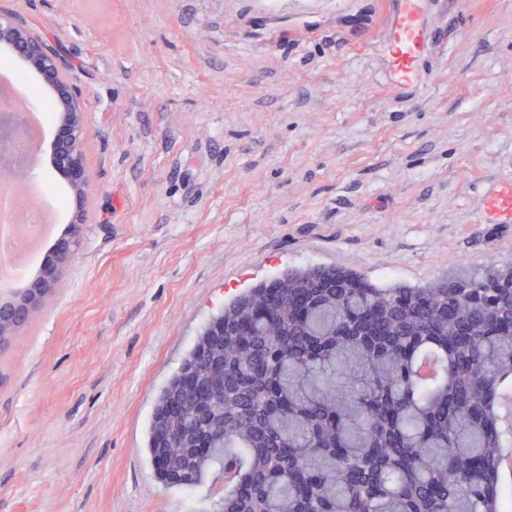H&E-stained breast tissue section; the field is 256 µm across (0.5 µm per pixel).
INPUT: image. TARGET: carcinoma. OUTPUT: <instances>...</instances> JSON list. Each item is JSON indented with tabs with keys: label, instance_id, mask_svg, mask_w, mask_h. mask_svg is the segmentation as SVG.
<instances>
[{
	"label": "carcinoma",
	"instance_id": "carcinoma-1",
	"mask_svg": "<svg viewBox=\"0 0 512 512\" xmlns=\"http://www.w3.org/2000/svg\"><path fill=\"white\" fill-rule=\"evenodd\" d=\"M382 286L293 270L224 306L163 386L147 449L168 486L224 458L220 512H507L512 291L495 274ZM39 313L0 326L13 346ZM438 352L441 376L415 365Z\"/></svg>",
	"mask_w": 512,
	"mask_h": 512
}]
</instances>
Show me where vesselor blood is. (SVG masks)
<instances>
[{
  "label": "vessel or blood",
  "instance_id": "b4317fda",
  "mask_svg": "<svg viewBox=\"0 0 512 512\" xmlns=\"http://www.w3.org/2000/svg\"><path fill=\"white\" fill-rule=\"evenodd\" d=\"M433 0H388L387 23L379 50L387 67L384 79L396 91L414 88L425 72L434 45L428 25ZM482 224L512 223V179L492 184L479 198Z\"/></svg>",
  "mask_w": 512,
  "mask_h": 512
}]
</instances>
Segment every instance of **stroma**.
Masks as SVG:
<instances>
[{"label": "stroma", "instance_id": "obj_1", "mask_svg": "<svg viewBox=\"0 0 512 512\" xmlns=\"http://www.w3.org/2000/svg\"><path fill=\"white\" fill-rule=\"evenodd\" d=\"M0 0L47 36L86 105L87 200L54 164L51 87L0 45L47 117L56 238L86 209L64 290L0 367V512H217L222 467L167 487L144 446L160 389L225 300L334 266L421 286L512 266L477 203L512 177V0H437L409 95L371 37L386 0ZM31 95V94H30Z\"/></svg>", "mask_w": 512, "mask_h": 512}]
</instances>
